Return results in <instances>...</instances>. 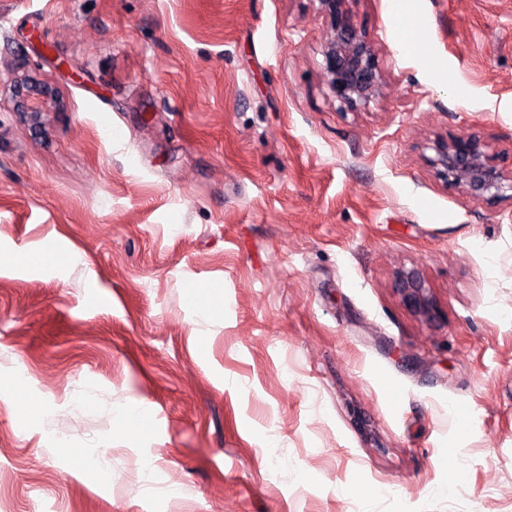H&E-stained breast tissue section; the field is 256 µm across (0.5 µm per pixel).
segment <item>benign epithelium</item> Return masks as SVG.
Segmentation results:
<instances>
[{"label":"benign epithelium","instance_id":"benign-epithelium-1","mask_svg":"<svg viewBox=\"0 0 512 512\" xmlns=\"http://www.w3.org/2000/svg\"><path fill=\"white\" fill-rule=\"evenodd\" d=\"M320 4L330 27L323 50L327 85L336 100L353 106L371 97L377 87L376 55L363 27L344 8V0H320ZM52 99V91L38 90L28 104L32 118L40 119ZM428 149L432 151L426 157L428 165L449 185L488 203L512 201V171L492 164L488 145L477 136L463 132L449 140L436 139ZM397 288L405 305L428 320L438 317L417 273L401 275Z\"/></svg>","mask_w":512,"mask_h":512}]
</instances>
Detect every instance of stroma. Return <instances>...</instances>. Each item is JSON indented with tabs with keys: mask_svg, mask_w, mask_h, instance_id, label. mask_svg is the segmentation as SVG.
Instances as JSON below:
<instances>
[{
	"mask_svg": "<svg viewBox=\"0 0 512 512\" xmlns=\"http://www.w3.org/2000/svg\"><path fill=\"white\" fill-rule=\"evenodd\" d=\"M346 7L353 106L319 0H0V512H512V202L425 161L512 167V0ZM330 38L323 50V71L336 100L348 106L367 100L377 87L378 64L363 27L344 8V0H320ZM427 149L428 165L450 186L470 197L498 203L512 201V171L492 164L488 145L477 136L463 132L451 139H436ZM397 288L405 305L420 313L427 320H434L438 317V311L428 297L425 284L417 273L409 272L401 275Z\"/></svg>",
	"mask_w": 512,
	"mask_h": 512,
	"instance_id": "35a3bbf8",
	"label": "stroma"
}]
</instances>
